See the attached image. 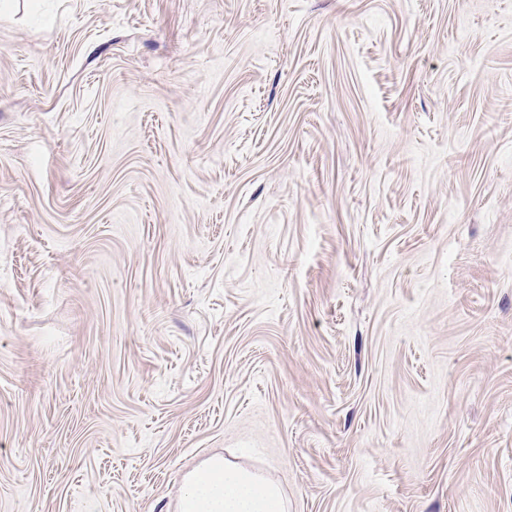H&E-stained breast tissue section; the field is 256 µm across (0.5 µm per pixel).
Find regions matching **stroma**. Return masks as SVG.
Returning a JSON list of instances; mask_svg holds the SVG:
<instances>
[{
    "label": "stroma",
    "mask_w": 512,
    "mask_h": 512,
    "mask_svg": "<svg viewBox=\"0 0 512 512\" xmlns=\"http://www.w3.org/2000/svg\"><path fill=\"white\" fill-rule=\"evenodd\" d=\"M512 512V0H0V512ZM180 512H288V499L261 472L210 459L185 477Z\"/></svg>",
    "instance_id": "stroma-1"
}]
</instances>
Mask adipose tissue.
<instances>
[{
  "label": "adipose tissue",
  "instance_id": "adipose-tissue-1",
  "mask_svg": "<svg viewBox=\"0 0 512 512\" xmlns=\"http://www.w3.org/2000/svg\"><path fill=\"white\" fill-rule=\"evenodd\" d=\"M180 512H288V500L261 472L210 459L186 476Z\"/></svg>",
  "mask_w": 512,
  "mask_h": 512
}]
</instances>
